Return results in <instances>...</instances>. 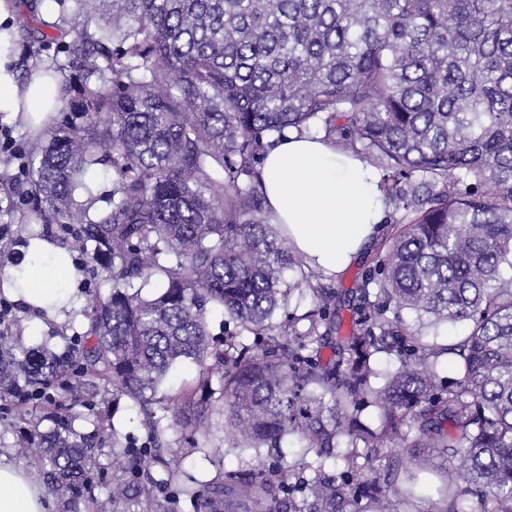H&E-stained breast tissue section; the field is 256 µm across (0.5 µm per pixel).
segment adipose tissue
I'll list each match as a JSON object with an SVG mask.
<instances>
[{
    "instance_id": "1",
    "label": "adipose tissue",
    "mask_w": 512,
    "mask_h": 512,
    "mask_svg": "<svg viewBox=\"0 0 512 512\" xmlns=\"http://www.w3.org/2000/svg\"><path fill=\"white\" fill-rule=\"evenodd\" d=\"M12 40L10 31L0 30V112L38 126L55 113L58 82L41 69L18 81L7 56ZM260 180L290 245L329 276L358 259L384 220L379 172L316 137L286 134L266 153ZM21 276L32 283L14 292L24 306L43 310L57 323L72 316L78 275L63 249L46 243L29 249L19 266L0 270L5 283ZM0 512H47L44 490L24 470L2 460Z\"/></svg>"
}]
</instances>
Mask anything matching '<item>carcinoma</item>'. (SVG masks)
Returning <instances> with one entry per match:
<instances>
[{
	"mask_svg": "<svg viewBox=\"0 0 512 512\" xmlns=\"http://www.w3.org/2000/svg\"><path fill=\"white\" fill-rule=\"evenodd\" d=\"M81 2L112 24L68 32L63 120L28 173L38 219L80 225L74 248L112 287L60 349L25 345L16 316L0 325L13 447L61 512H167L171 487L196 512H356L361 498L400 512L410 491L378 465L398 448L461 471L480 512H512V0ZM320 130L383 171L384 199L403 211L345 332L336 289L311 286L258 184L269 147ZM99 167L112 169V201L92 217L76 192L92 194ZM304 290L312 307L293 316ZM216 309L233 325L221 338ZM404 310L466 333L430 342ZM380 353L398 366L376 387ZM442 355L461 374L447 386L433 371ZM185 360L196 383L159 395ZM122 399L147 460L112 423ZM370 406L374 428L360 420ZM214 411L224 447L255 465L186 483L167 431L193 452ZM291 435L303 456L265 465L285 462ZM105 451L126 464L106 485L94 473Z\"/></svg>",
	"mask_w": 512,
	"mask_h": 512,
	"instance_id": "cac0c4a2",
	"label": "carcinoma"
}]
</instances>
